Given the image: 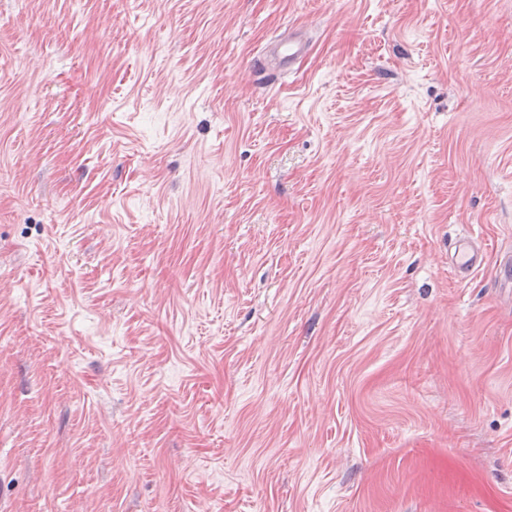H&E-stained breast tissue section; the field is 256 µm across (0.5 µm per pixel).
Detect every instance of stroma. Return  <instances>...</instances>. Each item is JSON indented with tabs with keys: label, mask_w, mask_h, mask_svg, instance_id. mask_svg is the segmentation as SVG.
I'll return each mask as SVG.
<instances>
[{
	"label": "stroma",
	"mask_w": 512,
	"mask_h": 512,
	"mask_svg": "<svg viewBox=\"0 0 512 512\" xmlns=\"http://www.w3.org/2000/svg\"><path fill=\"white\" fill-rule=\"evenodd\" d=\"M510 256L512 0H0V512H512ZM308 47V39L303 34L290 32L287 37L279 40L272 50L284 63L288 62L290 69L292 61L305 55ZM483 258L478 250L472 251L466 244H459L451 257V267L458 277L466 278L481 266Z\"/></svg>",
	"instance_id": "1"
}]
</instances>
